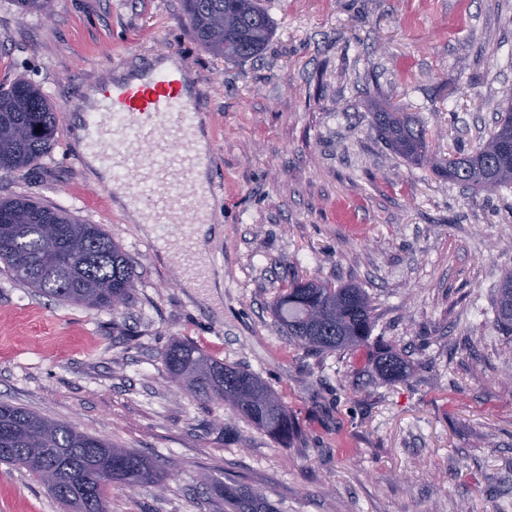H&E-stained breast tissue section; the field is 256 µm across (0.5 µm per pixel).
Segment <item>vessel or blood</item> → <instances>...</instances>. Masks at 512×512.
<instances>
[{
  "label": "vessel or blood",
  "mask_w": 512,
  "mask_h": 512,
  "mask_svg": "<svg viewBox=\"0 0 512 512\" xmlns=\"http://www.w3.org/2000/svg\"><path fill=\"white\" fill-rule=\"evenodd\" d=\"M182 69L105 89L87 109L85 149L126 185L134 208L155 224H203L214 185L198 184L206 156L195 147L196 103Z\"/></svg>",
  "instance_id": "b4317fda"
}]
</instances>
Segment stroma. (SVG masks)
I'll return each instance as SVG.
<instances>
[{"instance_id": "obj_1", "label": "stroma", "mask_w": 512, "mask_h": 512, "mask_svg": "<svg viewBox=\"0 0 512 512\" xmlns=\"http://www.w3.org/2000/svg\"><path fill=\"white\" fill-rule=\"evenodd\" d=\"M262 56L224 62L185 29L181 0H54L50 16L0 0V85H38L59 114L31 169L0 175L99 224L130 257L118 310L61 304L0 263V402L151 458L163 486H113L109 512H222L202 478L231 475L277 512H512V339L494 290L512 268V190L466 189L392 154L367 112L394 105L430 156L488 138L512 87V0H264ZM177 53L216 187L208 262L215 299L184 286L177 251L115 205L76 154L77 109L111 61ZM370 295V347L316 355L289 344L269 306L289 280ZM175 340L250 370L299 436L274 443L223 403L188 397L162 360ZM404 351L412 376L373 371ZM0 512H67L26 469L0 464ZM373 362L377 374L383 381L393 383L408 379L409 363L403 355L395 349H387L379 352Z\"/></svg>"}]
</instances>
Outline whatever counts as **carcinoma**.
I'll list each match as a JSON object with an SVG mask.
<instances>
[{"instance_id": "cac0c4a2", "label": "carcinoma", "mask_w": 512, "mask_h": 512, "mask_svg": "<svg viewBox=\"0 0 512 512\" xmlns=\"http://www.w3.org/2000/svg\"><path fill=\"white\" fill-rule=\"evenodd\" d=\"M23 12L48 15L52 0H15ZM189 35L208 52L231 61L259 56L273 34L261 0H183ZM489 137L474 151L448 159L443 173L468 189L512 187V87ZM372 122L390 149L415 164L428 161L423 128L378 106ZM58 112L35 84L20 80L0 87V174L34 165L52 146ZM0 262L16 280L59 302L116 310L128 303L135 272L127 254L99 224H83L68 213L24 197L0 199ZM495 322L512 337V271L494 291ZM272 311L293 345L310 353L354 350L367 345L373 309L356 286L294 279L282 286ZM179 389L202 401L220 400L239 418L279 445L297 428L287 406L245 369L224 364L185 341L162 354ZM389 383L409 376V363L395 349L374 358ZM0 463L25 468L70 512H108L114 484L158 485L164 473L142 454L50 420L23 407L0 403ZM226 512H274L267 497L228 478L218 486Z\"/></svg>"}]
</instances>
